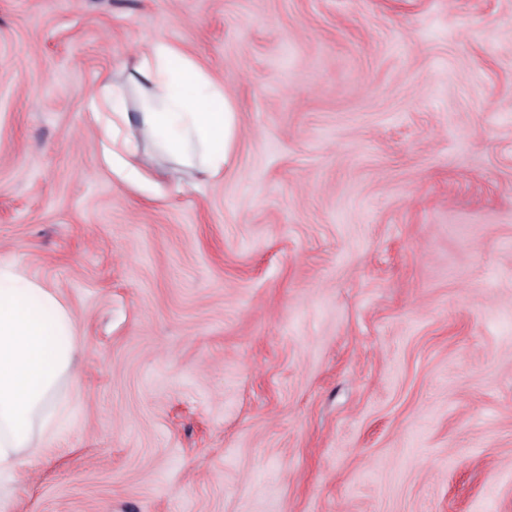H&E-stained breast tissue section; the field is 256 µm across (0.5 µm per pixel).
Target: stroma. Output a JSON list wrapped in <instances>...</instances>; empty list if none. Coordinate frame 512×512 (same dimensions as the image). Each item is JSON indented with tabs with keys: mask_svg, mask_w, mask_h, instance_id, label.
<instances>
[{
	"mask_svg": "<svg viewBox=\"0 0 512 512\" xmlns=\"http://www.w3.org/2000/svg\"><path fill=\"white\" fill-rule=\"evenodd\" d=\"M162 38L222 174L113 173ZM75 315L7 512H512V0H0V260Z\"/></svg>",
	"mask_w": 512,
	"mask_h": 512,
	"instance_id": "1",
	"label": "stroma"
}]
</instances>
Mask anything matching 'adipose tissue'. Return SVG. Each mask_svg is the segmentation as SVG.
Here are the masks:
<instances>
[{
	"instance_id": "adipose-tissue-1",
	"label": "adipose tissue",
	"mask_w": 512,
	"mask_h": 512,
	"mask_svg": "<svg viewBox=\"0 0 512 512\" xmlns=\"http://www.w3.org/2000/svg\"><path fill=\"white\" fill-rule=\"evenodd\" d=\"M140 100L129 114L121 89L91 102L111 112L109 159L120 175L147 181L164 154L167 178L185 186L188 171L212 178L230 161L237 123L224 87L163 40L149 43L134 67ZM76 319L57 295L11 261H0V501L21 467L38 457L40 438L58 427L49 406L61 382L78 384Z\"/></svg>"
}]
</instances>
